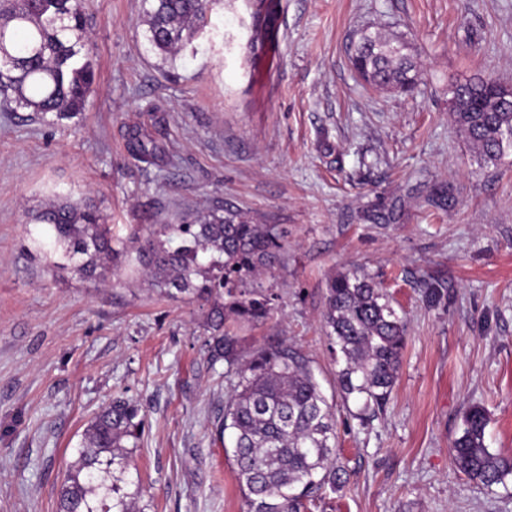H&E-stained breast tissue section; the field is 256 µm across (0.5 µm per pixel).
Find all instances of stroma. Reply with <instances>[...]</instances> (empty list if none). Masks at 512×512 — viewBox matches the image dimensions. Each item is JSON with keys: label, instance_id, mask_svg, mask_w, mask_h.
Listing matches in <instances>:
<instances>
[{"label": "stroma", "instance_id": "1", "mask_svg": "<svg viewBox=\"0 0 512 512\" xmlns=\"http://www.w3.org/2000/svg\"><path fill=\"white\" fill-rule=\"evenodd\" d=\"M274 2L273 46L253 51L250 0H211L171 61L142 0H84L96 82L82 114L0 109V512H56L84 430L119 395L145 421L118 484L137 512H245L217 434L229 387L206 346L209 305L138 275H53L27 223L59 196L90 199L131 249V225L228 205L281 232L263 279L275 308L238 336L246 353L301 350L333 406L347 481L311 512H512V475L483 487L451 452L479 403L487 447L512 457V155L484 164L450 111L456 84L512 85V0ZM365 28L408 44L412 92L356 75ZM136 128L160 148L151 162L128 150ZM439 187L450 207L429 204ZM381 203L396 221L366 220ZM354 268L407 324L390 400L365 425L322 331L329 278Z\"/></svg>", "mask_w": 512, "mask_h": 512}]
</instances>
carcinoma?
Instances as JSON below:
<instances>
[{"mask_svg": "<svg viewBox=\"0 0 512 512\" xmlns=\"http://www.w3.org/2000/svg\"><path fill=\"white\" fill-rule=\"evenodd\" d=\"M209 0H143L152 46L175 59L204 26ZM0 28L10 57L0 58V97L6 110H24L42 120L82 114L96 74L86 46L82 0H0ZM352 64L368 85L407 90L419 71L406 45L363 29L354 42ZM455 124L477 155L495 164L512 152V86L477 78L452 89ZM130 153L143 161L156 156L152 141L132 133ZM31 242L49 258L51 271L107 283L112 267L148 274L161 293L210 303L206 340L213 360L224 361L231 391L219 438L232 448V462L246 512H307L325 487L343 483L335 465L332 406L310 361L283 343L242 354L228 319L255 325L265 320L276 295L261 283L283 249L275 227L253 224L237 208L133 229L136 254L112 234V225L88 200L44 205L32 213ZM323 328L341 353L336 382L342 398L359 404L356 417L388 404L406 347V325L374 278L341 272L327 284ZM487 411L469 407L453 444L456 466L469 479L491 487L512 475V458L485 445ZM144 419L136 405L116 397L87 426L79 459L62 485L58 512H135L122 497L107 507L119 487L106 482L109 466L137 448Z\"/></svg>", "mask_w": 512, "mask_h": 512, "instance_id": "obj_1", "label": "carcinoma"}]
</instances>
